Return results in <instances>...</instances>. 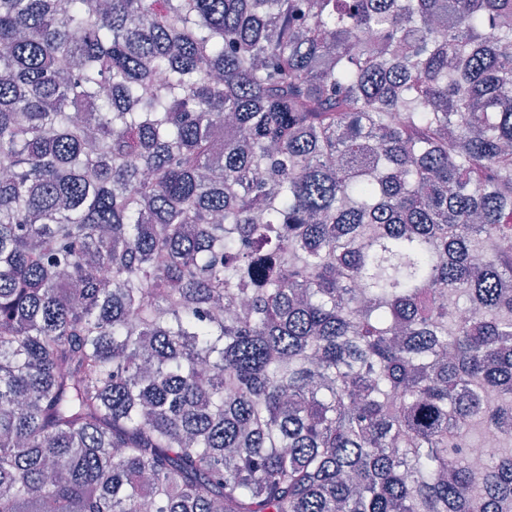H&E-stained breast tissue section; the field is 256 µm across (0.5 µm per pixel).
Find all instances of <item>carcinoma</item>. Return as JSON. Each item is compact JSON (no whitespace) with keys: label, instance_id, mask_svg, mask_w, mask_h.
I'll return each instance as SVG.
<instances>
[{"label":"carcinoma","instance_id":"1","mask_svg":"<svg viewBox=\"0 0 512 512\" xmlns=\"http://www.w3.org/2000/svg\"><path fill=\"white\" fill-rule=\"evenodd\" d=\"M512 0H0V512H512Z\"/></svg>","mask_w":512,"mask_h":512}]
</instances>
